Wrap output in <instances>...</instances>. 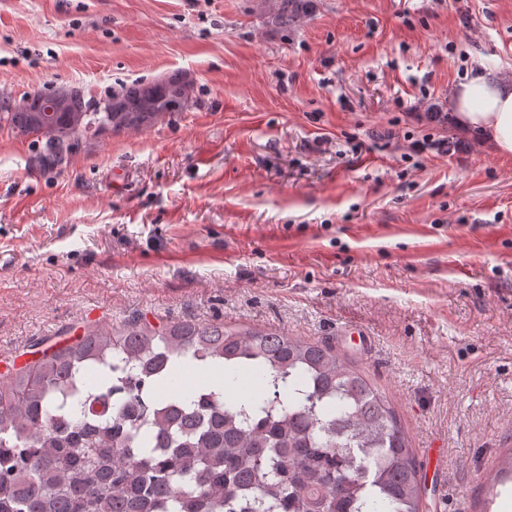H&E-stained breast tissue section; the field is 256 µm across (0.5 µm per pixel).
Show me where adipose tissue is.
Segmentation results:
<instances>
[{
  "instance_id": "obj_1",
  "label": "adipose tissue",
  "mask_w": 512,
  "mask_h": 512,
  "mask_svg": "<svg viewBox=\"0 0 512 512\" xmlns=\"http://www.w3.org/2000/svg\"><path fill=\"white\" fill-rule=\"evenodd\" d=\"M448 103L456 123L476 133L481 141L503 155H512V77L476 70L452 90Z\"/></svg>"
}]
</instances>
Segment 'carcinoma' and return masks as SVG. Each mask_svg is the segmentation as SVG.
Here are the masks:
<instances>
[{"mask_svg": "<svg viewBox=\"0 0 512 512\" xmlns=\"http://www.w3.org/2000/svg\"><path fill=\"white\" fill-rule=\"evenodd\" d=\"M264 19L298 30L313 0H259ZM142 112L112 113L139 129L191 102L172 74L157 92L135 82ZM79 97L55 124L103 130ZM40 135L37 114L0 102V121ZM192 363L203 379L171 387ZM255 375L257 395L210 384ZM414 449L388 398L327 344L278 332L134 316L88 326L0 378V512H420Z\"/></svg>", "mask_w": 512, "mask_h": 512, "instance_id": "obj_1", "label": "carcinoma"}]
</instances>
